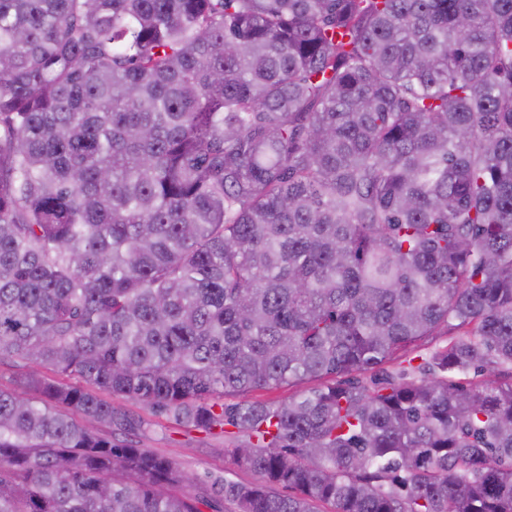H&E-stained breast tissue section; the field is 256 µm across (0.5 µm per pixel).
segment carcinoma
I'll return each instance as SVG.
<instances>
[{
  "label": "carcinoma",
  "instance_id": "1",
  "mask_svg": "<svg viewBox=\"0 0 512 512\" xmlns=\"http://www.w3.org/2000/svg\"><path fill=\"white\" fill-rule=\"evenodd\" d=\"M1 365L0 512H512V0H0ZM458 332L448 330L446 327L439 329L432 336H427L405 351L400 352L393 360L385 363L380 368L355 374L362 384L373 386L376 380L386 376L396 380H418L424 377L426 364L432 354L448 346V343L456 339ZM309 387V384H299L293 386H284L272 390H259L247 395L249 400H259L268 402H282L287 401L288 397L295 396L303 392ZM162 426L131 436L142 448L172 458L188 473H195L200 482L193 491L199 495L216 498L224 480L260 483V477L241 468L232 453L237 443L233 427L224 435H210L160 420Z\"/></svg>",
  "mask_w": 512,
  "mask_h": 512
}]
</instances>
